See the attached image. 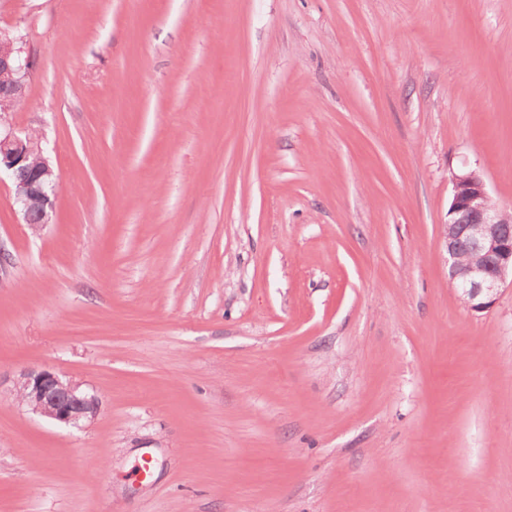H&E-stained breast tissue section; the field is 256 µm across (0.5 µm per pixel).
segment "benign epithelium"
I'll return each mask as SVG.
<instances>
[{
  "instance_id": "benign-epithelium-1",
  "label": "benign epithelium",
  "mask_w": 512,
  "mask_h": 512,
  "mask_svg": "<svg viewBox=\"0 0 512 512\" xmlns=\"http://www.w3.org/2000/svg\"><path fill=\"white\" fill-rule=\"evenodd\" d=\"M32 56L6 40L0 45V103L11 106L25 97ZM14 186L24 223L38 229L51 223L59 180L38 138L13 128L0 131V174ZM448 277L458 300L470 311L483 312L512 278V209L492 202L475 170L452 177V200L445 231ZM17 396L32 412L58 424L78 426L96 417L97 396L46 369L22 374Z\"/></svg>"
}]
</instances>
